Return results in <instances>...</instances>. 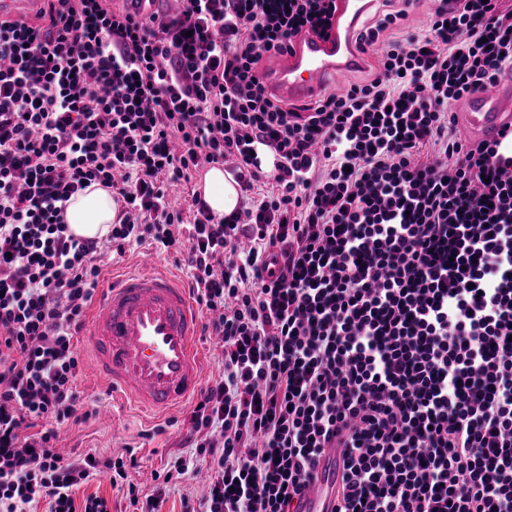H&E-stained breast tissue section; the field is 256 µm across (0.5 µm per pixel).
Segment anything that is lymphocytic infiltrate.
Wrapping results in <instances>:
<instances>
[{
	"label": "lymphocytic infiltrate",
	"instance_id": "obj_1",
	"mask_svg": "<svg viewBox=\"0 0 512 512\" xmlns=\"http://www.w3.org/2000/svg\"><path fill=\"white\" fill-rule=\"evenodd\" d=\"M179 2L0 18V512H111L76 509L73 487L137 468L55 441L80 418L74 340L102 249L145 243L186 269L224 364L190 454L146 498L128 486L140 512L203 470L184 512H299L335 447L331 512H512V154L463 141L452 113L512 73V12L431 0L410 32L414 0H383L368 77L294 108L257 73L327 34L336 0ZM208 165L235 174L236 212L169 199ZM94 184L118 216L83 239L64 215Z\"/></svg>",
	"mask_w": 512,
	"mask_h": 512
}]
</instances>
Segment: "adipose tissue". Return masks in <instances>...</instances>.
I'll return each mask as SVG.
<instances>
[{
  "label": "adipose tissue",
  "instance_id": "obj_1",
  "mask_svg": "<svg viewBox=\"0 0 512 512\" xmlns=\"http://www.w3.org/2000/svg\"><path fill=\"white\" fill-rule=\"evenodd\" d=\"M200 188L210 209L217 216H225L238 206V191L231 176L213 167L204 172ZM117 205L108 189L92 185L69 205L64 220L70 232L78 236L106 235L116 218Z\"/></svg>",
  "mask_w": 512,
  "mask_h": 512
}]
</instances>
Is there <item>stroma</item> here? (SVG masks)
Returning a JSON list of instances; mask_svg holds the SVG:
<instances>
[{"mask_svg": "<svg viewBox=\"0 0 512 512\" xmlns=\"http://www.w3.org/2000/svg\"><path fill=\"white\" fill-rule=\"evenodd\" d=\"M77 381L83 416L65 428L58 441L62 455L92 453L113 458L133 449L138 466L129 476L140 494L152 493L153 475L182 454L189 407L176 408L159 418H143L114 403L111 393L92 374L88 356H81Z\"/></svg>", "mask_w": 512, "mask_h": 512, "instance_id": "35a3bbf8", "label": "stroma"}]
</instances>
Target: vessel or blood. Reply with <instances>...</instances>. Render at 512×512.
Here are the masks:
<instances>
[{
    "mask_svg": "<svg viewBox=\"0 0 512 512\" xmlns=\"http://www.w3.org/2000/svg\"><path fill=\"white\" fill-rule=\"evenodd\" d=\"M373 2L337 0L329 37H296L284 53L270 57L258 74L270 95L285 103L312 102L327 92L329 78L358 67L363 18ZM456 121L464 139H501L512 128V78L468 93ZM201 332L198 305L181 275L147 254L96 289L81 347L114 400L160 416L195 398L202 387ZM340 464L338 450L328 449L323 469L301 492L303 512H330L325 479Z\"/></svg>",
    "mask_w": 512,
    "mask_h": 512,
    "instance_id": "b4317fda",
    "label": "vessel or blood"
}]
</instances>
